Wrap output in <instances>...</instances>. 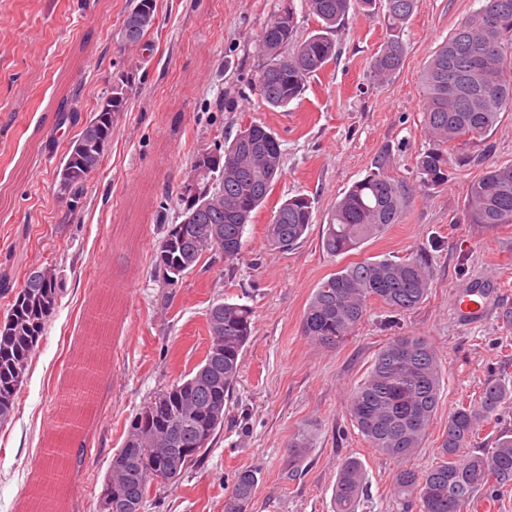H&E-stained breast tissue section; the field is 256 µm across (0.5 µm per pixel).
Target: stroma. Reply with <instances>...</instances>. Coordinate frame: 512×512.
<instances>
[{
    "instance_id": "1",
    "label": "stroma",
    "mask_w": 512,
    "mask_h": 512,
    "mask_svg": "<svg viewBox=\"0 0 512 512\" xmlns=\"http://www.w3.org/2000/svg\"><path fill=\"white\" fill-rule=\"evenodd\" d=\"M284 0H157L155 27L135 45L121 40L130 0H0V317L29 267L52 264L58 307L35 347L11 419L0 426V512L31 504L34 469L57 435L51 426L76 375L86 318L112 288L106 332L109 372L98 408L68 444L66 512H96L98 495L130 417L155 391L192 369L206 344V310L229 298L252 307L224 426L177 483L153 489L143 512H224L235 472L258 471L252 512H333L340 462L359 458L368 492L358 512H401L392 492L396 463L368 446L347 415L349 391L392 337H427L444 367L439 406L412 463L435 465L448 413L478 397L488 380L512 385V224L464 218L466 189L489 164H512V111L501 113L488 152L472 148L444 186H420L415 160L431 141L422 121V75L433 52L482 0H417L402 40L401 69L375 80L371 63L388 32L383 11L351 5L334 33L337 55L313 75L302 99L271 110L257 90L258 39ZM133 91L112 127L102 167L69 214L55 173L69 143L114 75ZM69 118L57 123L60 109ZM252 122L281 141L282 174L247 224L241 257L196 268L180 288H163L154 253L163 224L180 221L179 193L192 156L232 139ZM406 182L399 223L362 248L333 257L321 247L329 214L379 154ZM313 201V222L294 249H270L266 227L289 197ZM428 251V295L413 311L368 306L356 335L332 348L308 341L301 320L313 288L343 266L376 255ZM486 290L492 314L468 325L454 301ZM305 434L309 451L288 475L286 445Z\"/></svg>"
}]
</instances>
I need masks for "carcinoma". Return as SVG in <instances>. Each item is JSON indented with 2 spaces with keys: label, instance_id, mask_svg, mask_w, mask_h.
I'll return each instance as SVG.
<instances>
[{
  "label": "carcinoma",
  "instance_id": "carcinoma-1",
  "mask_svg": "<svg viewBox=\"0 0 512 512\" xmlns=\"http://www.w3.org/2000/svg\"><path fill=\"white\" fill-rule=\"evenodd\" d=\"M361 7L385 9L391 35L375 56L372 72L378 79L394 75L404 61L400 32L413 14L417 0H359ZM317 28L297 37L295 11L286 6L262 29L258 75L261 100L271 109L286 108L301 98L308 79L336 58L332 33L342 24L350 0H304ZM502 13L496 27L485 24L484 13L461 21L434 52L423 73V122L432 147L418 154L415 169L424 186L448 182L451 165L467 164L465 151L482 144L502 112L512 110V0H484ZM155 0H132L125 14L127 42H140L155 26ZM477 59L473 79L489 76L495 93L479 112L470 110L466 89L448 90V64L467 65ZM131 77L116 74L80 134L82 146L67 154L65 174L57 193L70 213L81 208L87 177L98 171L112 141L116 115L126 111ZM224 167L212 170L196 185L194 197L183 200L184 225H163L164 236L155 254H168L162 286L176 288L198 266L206 253L239 259L245 227L269 195L282 171L280 141L270 127L250 123L237 130L220 153ZM409 197L407 185L389 172L388 157L380 155L372 168L354 182L331 211L322 249L332 256L359 248L400 221ZM465 218L470 224L495 228L512 224V164H491L467 188ZM312 224V201L295 195L283 201L267 225V242L288 251ZM221 231L222 247L209 234ZM431 271L429 256L415 253L398 260L375 256L348 264L312 290L301 330L309 340L333 347L351 336L377 300L392 313L404 314L427 295ZM60 284L56 269L37 267L25 274L10 308L0 319V424L14 413L15 397L35 345L58 305ZM219 332L207 330L209 354L192 370L146 399L131 417L122 447L112 458L105 482L120 493L116 512H143L155 484L180 481L189 467L206 453L224 427V404L240 373L244 349L254 331L253 311L235 301L209 305ZM105 331H90L87 353L75 361L76 371L94 378L104 370L106 348L95 343ZM442 364L423 336H395L381 347L365 377L352 388L348 414L369 447L399 463L393 473L394 495L403 512H478L494 504L502 489L512 486V430L501 432L492 448L477 445L479 432L498 423V412L512 404V389L493 380L478 399L460 403L448 414L439 438L440 462L419 470L408 465L428 435L439 404ZM49 445L45 476H56L67 457V425ZM288 461L297 463L308 451L300 435L288 445ZM258 484L257 470L239 469L225 496L224 512H251ZM364 464L348 457L339 465L334 487V512H357L366 494ZM40 512H55L49 488L33 494Z\"/></svg>",
  "mask_w": 512,
  "mask_h": 512
}]
</instances>
